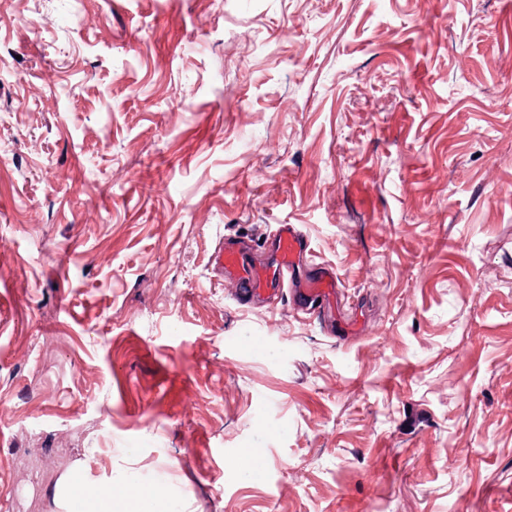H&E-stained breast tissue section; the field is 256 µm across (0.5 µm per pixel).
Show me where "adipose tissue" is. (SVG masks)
Segmentation results:
<instances>
[{"instance_id": "1", "label": "adipose tissue", "mask_w": 512, "mask_h": 512, "mask_svg": "<svg viewBox=\"0 0 512 512\" xmlns=\"http://www.w3.org/2000/svg\"><path fill=\"white\" fill-rule=\"evenodd\" d=\"M60 498L63 512H173L154 490L129 477L97 485L77 472L61 482Z\"/></svg>"}]
</instances>
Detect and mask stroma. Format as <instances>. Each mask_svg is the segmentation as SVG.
Wrapping results in <instances>:
<instances>
[{"label":"stroma","mask_w":512,"mask_h":512,"mask_svg":"<svg viewBox=\"0 0 512 512\" xmlns=\"http://www.w3.org/2000/svg\"><path fill=\"white\" fill-rule=\"evenodd\" d=\"M279 224L349 341L225 287ZM85 466L176 512H512V0H0V512Z\"/></svg>","instance_id":"1"}]
</instances>
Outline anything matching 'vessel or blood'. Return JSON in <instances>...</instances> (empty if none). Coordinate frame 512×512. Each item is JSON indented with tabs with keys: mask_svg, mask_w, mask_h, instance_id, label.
Masks as SVG:
<instances>
[{
	"mask_svg": "<svg viewBox=\"0 0 512 512\" xmlns=\"http://www.w3.org/2000/svg\"><path fill=\"white\" fill-rule=\"evenodd\" d=\"M305 250L301 232L294 225L282 224L275 231L272 264L256 267L239 251L225 246L218 248L216 260L227 280L251 294L272 295L292 284L306 299L310 314L318 318L332 315L341 295L340 282L334 270L322 263L314 264L312 275L299 276Z\"/></svg>",
	"mask_w": 512,
	"mask_h": 512,
	"instance_id": "obj_1",
	"label": "vessel or blood"
}]
</instances>
